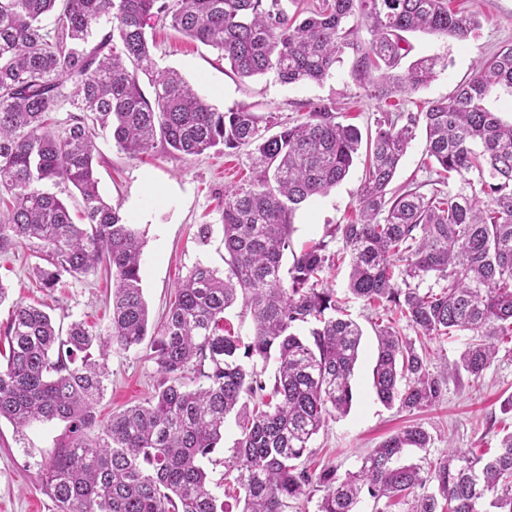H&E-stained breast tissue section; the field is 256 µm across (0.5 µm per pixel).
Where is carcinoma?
<instances>
[{"instance_id":"cac0c4a2","label":"carcinoma","mask_w":512,"mask_h":512,"mask_svg":"<svg viewBox=\"0 0 512 512\" xmlns=\"http://www.w3.org/2000/svg\"><path fill=\"white\" fill-rule=\"evenodd\" d=\"M0 0V254L28 243L41 260L39 287L102 266L112 275L106 335L67 330L16 301L0 331V420L17 432L60 421L64 433L41 475L57 512H288L317 499L316 512H512V431L486 456L450 448L428 470L403 461L432 435L412 424L341 476L308 465L312 441L349 412L363 337L325 273L349 259L347 290L382 310L372 370L376 398L409 414L440 403L448 381L478 382L512 340V123L486 100L512 89V45L499 50L451 97L420 112H384L375 136L319 104L307 120L263 121L246 106L219 111L175 70L160 69L145 27L151 17L216 50L242 78L321 83L343 55L371 96L390 98L430 83L439 56L403 61L407 33L467 41L476 16L450 0ZM366 30L368 38L360 39ZM152 97L142 89V78ZM70 112L58 129L52 113ZM437 179L395 192L390 185L418 127ZM136 157L162 144L182 156L253 147L252 181L224 190V263L195 264L165 316L149 326L141 286L145 241L101 196L96 131ZM366 174L356 218L339 224L342 248L315 243L283 269L295 212L347 176L361 145ZM81 196V223L48 185ZM448 186L444 191L439 185ZM249 309V339L224 326L237 302ZM462 342L458 359L430 370L416 343ZM149 341L153 392L98 418L106 361ZM275 364L265 378L255 362ZM235 414L240 436L224 461V501L203 462Z\"/></svg>"}]
</instances>
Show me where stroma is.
I'll return each instance as SVG.
<instances>
[{
    "label": "stroma",
    "instance_id": "stroma-1",
    "mask_svg": "<svg viewBox=\"0 0 512 512\" xmlns=\"http://www.w3.org/2000/svg\"><path fill=\"white\" fill-rule=\"evenodd\" d=\"M452 4L476 14L480 26L463 43L422 33L410 35L411 58L437 55L446 59L447 66L427 86L396 95L400 111L417 112L428 102L450 95L481 61L503 45L512 44V0H452ZM146 31L156 43L159 66L178 70L202 97L222 111L246 105L260 116L293 124L306 119L311 105L326 104L338 109L343 122L368 133L374 131L376 120L387 109L384 101L369 96L353 79L347 62L320 84H283L270 75L242 78L217 51L185 38L167 22L150 19ZM96 144L100 194L144 234L142 288L149 321L154 324L192 266L201 262L223 269L224 190L251 178V149L243 146L183 157L159 146L143 158L131 159L118 150L109 134H99ZM426 159V136L421 133L403 158L394 186L432 180L434 174ZM363 174V160H355L335 189L308 200L297 210L293 218L294 250L322 240L328 242L330 250L341 248V241L331 233L352 216ZM202 224L211 227V235L204 242L197 236ZM34 264L24 245L0 255V284L9 290L8 301L0 303L1 325L9 318L12 301L18 299L44 308L61 326L82 322L97 330L106 329L110 284L103 273L67 277L46 292L36 284ZM349 311L364 333L353 379V403L348 415L329 420L313 441V470L333 466L342 474L356 471L372 448L413 423L433 437L430 448L409 453V461L417 464L437 460L451 448H470L480 454L497 447L503 427H512V413L501 408L512 396V350L500 349L479 383L449 382L438 405L410 415L398 407L384 406L374 394V310L353 299ZM107 365L106 391L98 406L104 418L148 397L156 380V366L145 344L129 351L112 349ZM62 429L60 422L53 421L34 424L19 434L8 421L0 422V512H54L40 475Z\"/></svg>",
    "mask_w": 512,
    "mask_h": 512
}]
</instances>
